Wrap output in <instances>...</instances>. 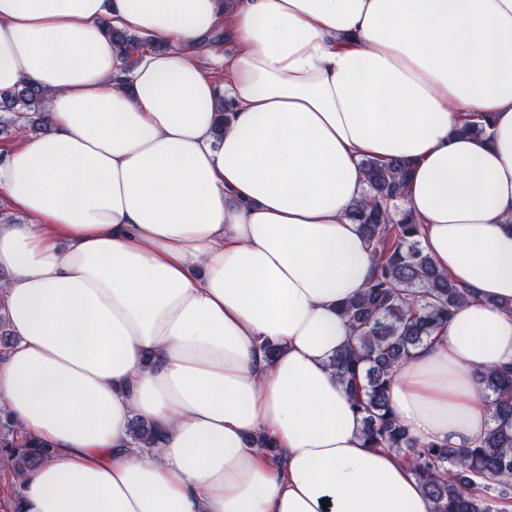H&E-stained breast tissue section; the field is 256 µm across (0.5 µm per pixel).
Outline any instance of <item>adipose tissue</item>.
Segmentation results:
<instances>
[{
    "label": "adipose tissue",
    "mask_w": 512,
    "mask_h": 512,
    "mask_svg": "<svg viewBox=\"0 0 512 512\" xmlns=\"http://www.w3.org/2000/svg\"><path fill=\"white\" fill-rule=\"evenodd\" d=\"M112 28L152 42L135 68ZM23 83L49 100L0 162V408L53 453L8 512H433L330 367L375 267L350 214L363 161L410 162L400 208L465 299L390 404L480 445L512 366V0H0ZM130 437L136 444L151 446L159 442L162 433L157 425L145 420L135 419L131 427Z\"/></svg>",
    "instance_id": "adipose-tissue-1"
}]
</instances>
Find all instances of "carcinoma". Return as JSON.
<instances>
[{
    "label": "carcinoma",
    "instance_id": "1",
    "mask_svg": "<svg viewBox=\"0 0 512 512\" xmlns=\"http://www.w3.org/2000/svg\"><path fill=\"white\" fill-rule=\"evenodd\" d=\"M109 33L128 68H133L146 41L112 29ZM47 101V93L22 85L0 99V109L14 114L10 123L15 131L38 132L44 126ZM362 166L369 194L355 206L352 219L372 245L376 267L364 292L341 304L352 341L336 352L330 367L362 417L367 447L389 448L411 463L434 502V512H494L512 487V367L492 369L482 377L493 405V426L478 448L422 444L397 421L388 396L391 371L448 323L465 293L420 247V225L407 214L397 221L390 215L410 175L409 164L367 159ZM130 437L136 444L151 446L162 433L157 425L136 419ZM50 456L46 444L23 435L0 409V463L20 479ZM477 479L485 482L481 498L467 493Z\"/></svg>",
    "mask_w": 512,
    "mask_h": 512
}]
</instances>
